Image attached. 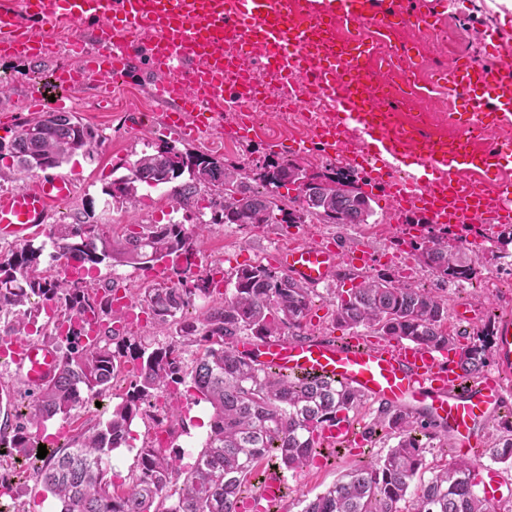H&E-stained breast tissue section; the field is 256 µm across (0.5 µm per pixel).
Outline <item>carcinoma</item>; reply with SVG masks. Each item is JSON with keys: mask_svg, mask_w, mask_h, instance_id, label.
<instances>
[{"mask_svg": "<svg viewBox=\"0 0 512 512\" xmlns=\"http://www.w3.org/2000/svg\"><path fill=\"white\" fill-rule=\"evenodd\" d=\"M33 123L44 128V137H27ZM104 141L72 112H45L22 122L9 141H0V181L57 168L78 154L93 161ZM296 167L291 160L271 161L243 176L220 158L166 143L161 151L142 152L105 194L122 203L136 199L143 186L168 187L180 208L208 209L210 220L191 230L174 222L135 224L117 239L105 224L51 225L48 238L55 253L88 270L104 262L145 268L171 262L172 275L140 296L147 317L174 331L169 344L152 351L126 334L122 311L108 305L106 297L114 289L98 288L87 278L45 274L40 270L42 245L30 242L0 253V321H6L0 341L25 334L40 316L33 298H46L53 301L54 314L43 326V341L60 350L55 376L31 393L26 421L0 431L1 448L30 454L40 444L35 428L45 419L71 415L85 396L113 388L125 372L126 358L137 361L111 417L36 468L44 489L60 501L61 512H241L259 462L293 472L303 468L321 455L320 430L363 404L361 394L335 382L259 367L237 350L243 337L264 340L291 331L303 338L314 289L270 264H243L227 277L231 288L224 301L210 304L214 276L190 278L213 224H303L309 215L330 224H366L374 216L367 194L346 196L337 188L355 182L351 176L326 173V185L311 194L297 184ZM288 184L297 191L294 211L281 207L276 196ZM424 230L410 245L437 277L462 282L476 275L479 255H466L460 247L463 239L451 234L450 227L427 224ZM197 298L205 303L194 306ZM192 306L195 315L187 320L184 311ZM77 315L96 319L97 329L92 336L72 331L63 349L57 331ZM333 321L354 333L363 328L432 349L456 350L457 365L472 377L484 372L496 339L489 323L472 333L448 326V299L382 275H366L339 292ZM186 346L196 347L188 363ZM187 378L213 409L209 433L193 463L183 470L169 452L146 445L139 449L128 482L115 484L109 475L110 453L125 443L150 397ZM379 428L396 435L397 444L343 474L303 512H497L480 491L476 462L454 456L441 469L429 468L422 439L438 437V424L383 406L366 430L373 436ZM484 455L511 465L512 431L505 430Z\"/></svg>", "mask_w": 512, "mask_h": 512, "instance_id": "1", "label": "carcinoma"}]
</instances>
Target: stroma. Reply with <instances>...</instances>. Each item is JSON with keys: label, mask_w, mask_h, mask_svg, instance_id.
Returning <instances> with one entry per match:
<instances>
[{"label": "stroma", "mask_w": 512, "mask_h": 512, "mask_svg": "<svg viewBox=\"0 0 512 512\" xmlns=\"http://www.w3.org/2000/svg\"><path fill=\"white\" fill-rule=\"evenodd\" d=\"M440 11L437 40L421 41L417 31L411 29L403 30L401 39L417 43L420 52L428 56L445 53L451 47L460 53L478 48L486 59L496 58L500 51L499 41L487 39V32H497L499 40L512 41V11L494 9L488 0H440ZM52 68L53 63L48 59L0 58V79L11 84L9 94L0 98V138L11 139L23 121L34 118L29 104L30 91L48 82ZM151 82L152 73L147 62L142 61L128 77L108 88V107L98 105L95 87L82 86L73 91L71 111L77 113L83 123L97 128L105 143L96 160L77 155L61 166V173L74 181L76 192L57 209L53 223L72 224L82 220L90 224H110L119 231L130 224H164L171 219L194 225L197 222L195 212L174 211V201L167 189L140 188L135 201L119 207L108 204L105 190L114 179L126 175L137 155L150 146L173 143L182 149L222 158L226 165L247 172L279 158V151L272 146L274 139L296 136L305 129L304 124L291 126L283 122L281 116L262 114L258 117L256 135L241 140L234 133L235 116L228 112L219 120L216 130L188 139L159 122V107L150 96ZM370 192L375 214L369 224L362 226L329 224L317 218L307 219L303 224H264L248 228L211 225L196 273L203 276L216 270L227 272L242 260L263 262L276 247L293 241L335 239L342 248L360 246L369 252L373 259L369 274L408 279L413 287L436 290L447 296L450 309H457L466 302L481 310L483 321L494 322L512 305V244L508 245L509 255L504 259L484 253L476 265V276L465 281L456 294H449L447 283L435 277L410 246L403 244L399 227L392 221L393 211L384 186L371 187ZM350 286V280L337 279L317 288L305 335L342 336V328L333 324L334 301L338 291ZM127 388L126 381H117L98 401L84 402L71 418L57 416L47 420L41 429L42 436L54 437L55 448L66 447L74 436L106 421ZM211 412L210 404L196 401L194 392L183 396L181 419L168 425L175 436L174 453L179 456L181 465L192 463L200 449L209 431ZM156 428L151 413L136 417L126 445L113 450L109 456L112 471L129 476L139 448L153 438ZM395 443V436L383 431L302 470L286 473L288 492L279 512H302L310 500L346 470L383 456ZM0 466L11 474L14 490L13 496L0 499V512H59L60 503L40 484L31 459L7 452L0 455Z\"/></svg>", "instance_id": "stroma-1"}]
</instances>
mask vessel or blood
<instances>
[{
    "mask_svg": "<svg viewBox=\"0 0 512 512\" xmlns=\"http://www.w3.org/2000/svg\"><path fill=\"white\" fill-rule=\"evenodd\" d=\"M436 0L402 7L399 0H316L307 14L295 16L291 0H0V55L42 59L56 49L58 23L98 18L96 41L105 51L86 55L83 68L60 67L54 78L61 94L53 107L67 109L70 89L90 81L121 76L133 62L132 36L149 46L158 74L152 96L165 107L164 125L187 138L211 131L232 101L239 116L237 133L251 137V115L263 88L247 63L260 65L282 86L285 100L301 102L321 96L333 112L315 135L332 156L356 166H374L377 179L388 182L397 215L413 212L435 224H508L512 222V181L490 193L476 174L491 160L512 154V146L472 148L468 140L447 145L425 132L395 124L390 99L382 86L363 84L369 41L380 30L435 26ZM39 19L44 33L33 36L26 21ZM349 22L360 39L335 44L329 28L336 19ZM461 102L455 121L466 126L486 120L512 122V48L502 47L496 60L458 58L443 73ZM416 169L394 180L402 164ZM75 193L71 179L51 173L22 187L0 192V238L25 239L42 229ZM271 264L303 285L330 281L340 265L362 271L365 250H343L333 241H294L272 253ZM239 349L258 364L281 371L328 379L365 398L431 418L444 427L460 453L479 456L484 441L478 428L488 427L501 412L512 383V317L497 324L492 355L497 369L473 383L451 353L390 337L342 338L285 336L259 343L242 338ZM59 357L34 339L0 343V363L35 389L53 377ZM355 440L353 424L325 427L320 445L337 448ZM284 494V480L269 473L258 493L261 512H273Z\"/></svg>",
    "mask_w": 512,
    "mask_h": 512,
    "instance_id": "b4317fda",
    "label": "vessel or blood"
}]
</instances>
